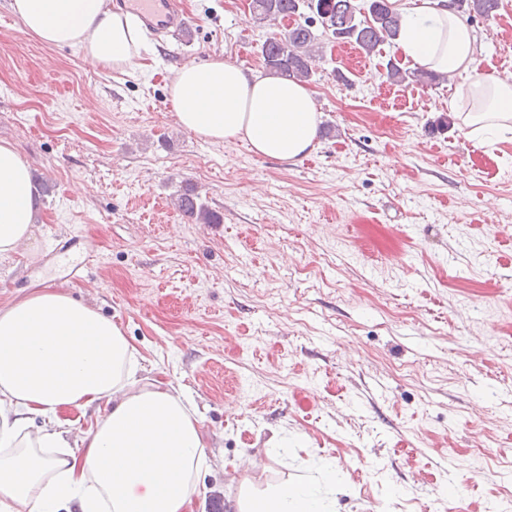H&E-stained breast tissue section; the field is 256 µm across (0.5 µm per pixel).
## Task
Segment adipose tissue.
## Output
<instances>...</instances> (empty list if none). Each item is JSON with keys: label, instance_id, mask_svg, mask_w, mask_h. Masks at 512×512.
I'll return each instance as SVG.
<instances>
[{"label": "adipose tissue", "instance_id": "1", "mask_svg": "<svg viewBox=\"0 0 512 512\" xmlns=\"http://www.w3.org/2000/svg\"><path fill=\"white\" fill-rule=\"evenodd\" d=\"M397 43L418 67L465 75L449 103L463 126L512 130V77L480 72L476 36L451 0H389ZM22 30L69 47L84 63L131 67L141 40L110 0H10ZM169 100L181 126L204 141H247L294 162L314 149L320 114L305 84L247 74L215 58L174 72ZM36 206L31 168L0 140V258L30 241ZM138 351L118 325L70 295L42 288L0 307V512H195L208 466L202 417L183 391L140 377ZM98 406L93 426L68 436L61 413ZM43 425L33 428V418ZM327 463L308 483L258 488L241 481L235 512H331Z\"/></svg>", "mask_w": 512, "mask_h": 512}]
</instances>
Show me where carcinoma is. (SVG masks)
<instances>
[{
  "instance_id": "1",
  "label": "carcinoma",
  "mask_w": 512,
  "mask_h": 512,
  "mask_svg": "<svg viewBox=\"0 0 512 512\" xmlns=\"http://www.w3.org/2000/svg\"><path fill=\"white\" fill-rule=\"evenodd\" d=\"M462 3L465 11L483 18L491 17L499 7V0H462ZM360 9L356 0H252L251 20L257 25L299 15L303 10L310 11L304 22L266 38L261 45L266 68L283 77L299 81L310 79V58L318 41V34L313 29L316 22L336 41L353 43L367 56L396 39L400 19L388 0H371L366 17ZM386 78L394 84L422 86L446 80L443 75L421 69H403L391 61L386 66ZM178 208L203 224L220 222V217L197 203V196L193 194L181 196Z\"/></svg>"
}]
</instances>
